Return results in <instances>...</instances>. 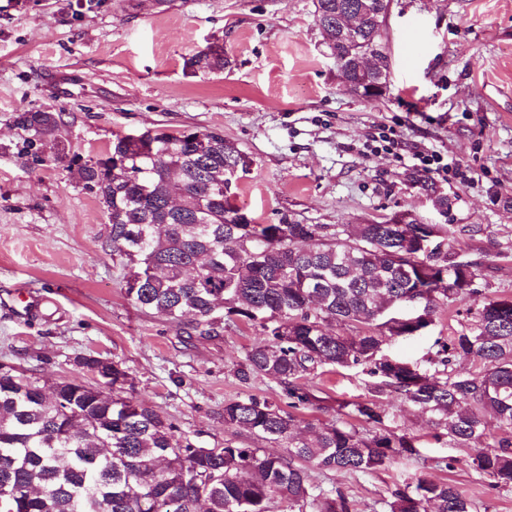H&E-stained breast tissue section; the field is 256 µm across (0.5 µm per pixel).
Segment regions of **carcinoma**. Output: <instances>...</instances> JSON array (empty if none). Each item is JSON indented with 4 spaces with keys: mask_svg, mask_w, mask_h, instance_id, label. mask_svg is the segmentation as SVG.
I'll return each mask as SVG.
<instances>
[{
    "mask_svg": "<svg viewBox=\"0 0 512 512\" xmlns=\"http://www.w3.org/2000/svg\"><path fill=\"white\" fill-rule=\"evenodd\" d=\"M368 0H314L323 45L336 70L361 78V43L336 42L337 11ZM224 69V48L185 62ZM61 115L18 112L21 150L76 169L106 208L112 254L144 284L125 289L144 313L191 334L226 323L258 326L236 373L246 384L276 380L288 407L319 398L307 376L319 368H362L370 396L344 404L351 421L304 422L253 395L224 403V426L245 429L285 452L211 447L180 432L144 400L106 396L79 378L50 387L0 363V512H358L356 500L310 480L325 473L379 471L420 455L416 439L386 424L381 399L396 394L430 415L436 437L473 450L471 466L499 489H512V299L485 298L472 323L434 341L430 368L389 355L395 337L429 327L439 302L482 294L474 263L448 249L446 224H257L232 203L251 160L216 131H146L118 136L103 155L82 160L57 138ZM421 304L428 318L395 314ZM501 435L485 442L487 415ZM388 512H477L458 486L425 473L397 489Z\"/></svg>",
    "mask_w": 512,
    "mask_h": 512,
    "instance_id": "carcinoma-1",
    "label": "carcinoma"
}]
</instances>
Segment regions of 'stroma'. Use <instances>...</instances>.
Here are the masks:
<instances>
[{
	"label": "stroma",
	"instance_id": "obj_1",
	"mask_svg": "<svg viewBox=\"0 0 512 512\" xmlns=\"http://www.w3.org/2000/svg\"><path fill=\"white\" fill-rule=\"evenodd\" d=\"M385 43L390 83L368 100L325 54L313 0H0V362L49 386L76 374L78 357L113 361L127 392L205 446L262 445L225 427V401L288 403L274 380L236 377L261 328L239 322L190 337L127 298L103 205L52 161L51 147L40 162L21 153L13 119L24 110L61 113L59 137L84 159L147 130L220 132L252 161L234 203L260 224H374L408 213L448 225L453 251L477 262L483 294L439 304L434 324L393 340L392 355L423 362L483 297L512 298V0H393ZM214 44L223 71L186 69ZM384 130L397 141L388 150L375 143ZM428 150L452 160L447 178L416 166L414 153ZM432 187L447 195V211L434 208ZM369 383L359 369L311 376L320 405L296 415L334 419ZM383 405L393 427L418 438L420 457L373 473L313 467L314 484L340 487L359 512H386L391 489L426 468L479 512H512V490L485 483L470 450L436 438L427 414L396 395ZM444 456L451 468L435 467Z\"/></svg>",
	"mask_w": 512,
	"mask_h": 512
}]
</instances>
